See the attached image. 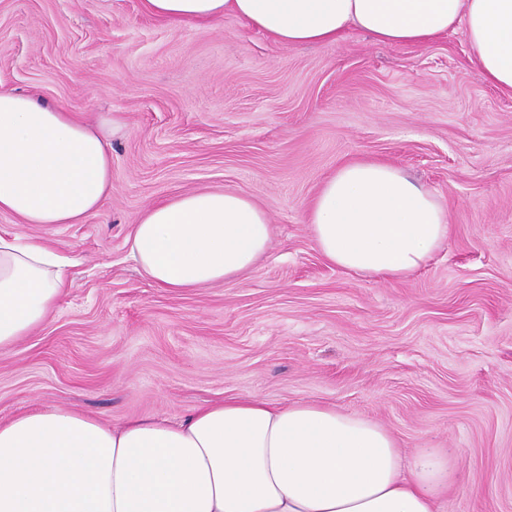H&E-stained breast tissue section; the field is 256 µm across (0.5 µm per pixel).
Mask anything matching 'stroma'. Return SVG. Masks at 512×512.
Here are the masks:
<instances>
[{"instance_id":"stroma-1","label":"stroma","mask_w":512,"mask_h":512,"mask_svg":"<svg viewBox=\"0 0 512 512\" xmlns=\"http://www.w3.org/2000/svg\"><path fill=\"white\" fill-rule=\"evenodd\" d=\"M0 80L114 116L112 196L79 224L17 232L68 256L71 286L0 355V420L68 407L114 425L233 396L317 400L390 430L404 457L447 451L439 512H512V96L464 28L423 46H290L227 15L173 27L142 0H0ZM391 164L448 213L447 245L409 276L327 263L306 224L350 161ZM233 190L266 210L242 281L155 287L127 245L143 211Z\"/></svg>"}]
</instances>
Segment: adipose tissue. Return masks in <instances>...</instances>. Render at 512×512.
<instances>
[{
  "mask_svg": "<svg viewBox=\"0 0 512 512\" xmlns=\"http://www.w3.org/2000/svg\"><path fill=\"white\" fill-rule=\"evenodd\" d=\"M164 22L231 14L291 46L426 44L464 26L471 60L512 93V0H143ZM112 195L105 126L0 86V212L23 224H78ZM307 224L323 259L401 278L448 239L444 207L401 170L354 161L315 196ZM274 229L231 190L179 193L146 208L130 254L171 291L242 280ZM54 249L0 235V354L41 326L68 286ZM452 477L447 454L404 461L391 431L331 405L236 396L169 422L118 426L49 407L0 421V512H435Z\"/></svg>",
  "mask_w": 512,
  "mask_h": 512,
  "instance_id": "adipose-tissue-1",
  "label": "adipose tissue"
}]
</instances>
